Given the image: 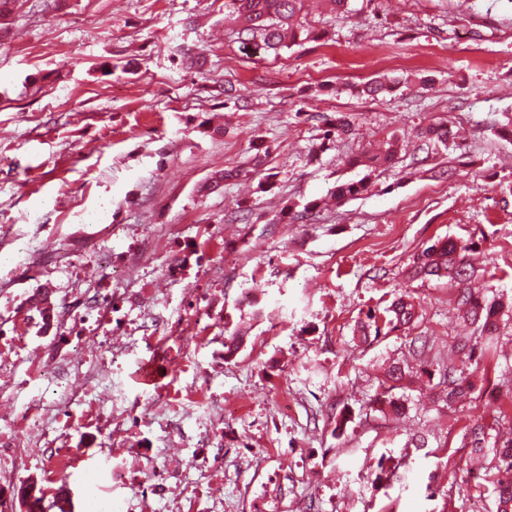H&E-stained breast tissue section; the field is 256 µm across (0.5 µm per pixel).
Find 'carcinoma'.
I'll return each instance as SVG.
<instances>
[{"mask_svg":"<svg viewBox=\"0 0 512 512\" xmlns=\"http://www.w3.org/2000/svg\"><path fill=\"white\" fill-rule=\"evenodd\" d=\"M305 0H225L226 18L236 23L237 34L243 49L255 56L277 54L298 38L310 37L313 29L302 16ZM352 133V124L348 117L338 116L326 122L324 138L334 141ZM429 141L446 143L452 133L445 125H430L421 132ZM395 159V151L388 147L384 150L364 152L350 160L352 166H363L365 176L358 181H347L336 186V197L351 199L366 191L371 185L376 169L388 166ZM470 247L452 238L440 239L419 251L413 261V274L417 277L432 276L449 278V282L458 286L456 307L460 314L476 325L479 335L458 340L455 352L461 361L471 366L466 372L452 360L438 383L440 397L451 403L466 396L473 389L472 376L476 373L487 376L481 356L476 354L479 337L492 335L497 331L496 317L504 307L501 299H489L483 290L472 287L474 272L468 260ZM54 302L52 292L39 288L35 292L34 308L44 317L50 315ZM384 322L394 330L400 326L409 327L417 321V311L411 299L403 296L394 300L386 309V317L381 320L375 315L367 316L360 322L361 338L379 337V322ZM469 440L464 443L468 448L467 456L484 460L482 480L489 483L495 496L496 512H512V432L500 431L475 424L468 430ZM19 502L26 512H41L43 492L32 484H24L18 490Z\"/></svg>","mask_w":512,"mask_h":512,"instance_id":"cac0c4a2","label":"carcinoma"}]
</instances>
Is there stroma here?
<instances>
[{
  "instance_id": "35a3bbf8",
  "label": "stroma",
  "mask_w": 512,
  "mask_h": 512,
  "mask_svg": "<svg viewBox=\"0 0 512 512\" xmlns=\"http://www.w3.org/2000/svg\"><path fill=\"white\" fill-rule=\"evenodd\" d=\"M309 19L310 38L256 57L224 0H17L0 29V236L10 241L0 365L11 372L0 412L45 397L23 359L67 333L25 300L45 286L63 310L75 279L106 277L103 253L118 268L113 287L154 290L164 338L137 339L112 362L113 404L136 421L127 440H107L91 413L54 422L74 464L57 471L38 455L0 477L9 507L34 481L49 501L68 484L71 512H100L87 486L98 474L112 512H134L159 482L165 496L149 512L173 501L180 512H495L490 492L471 489L477 466L460 445L469 426L494 425L493 395L512 386V311L499 318L487 379L440 401L439 371L475 328L447 279L407 270L416 251L450 237L474 244L476 284L512 299V142L495 134L512 115V0H349ZM186 52L204 67L182 65ZM382 77L397 87L359 94ZM227 84L240 99L224 97ZM339 114L351 135L322 147ZM435 123L452 143L423 146L421 128ZM393 139L394 164L367 192L336 200L337 184L363 174L346 157ZM224 169L236 178L202 191ZM312 201L302 222H280ZM26 237L45 254L35 277L18 270ZM404 293L416 330L354 340L357 321ZM17 321L21 343L10 340ZM234 333L243 342L229 357ZM416 335L429 339L425 357L412 354ZM156 355L161 378L138 383ZM394 365L405 369L395 389ZM198 387L224 411L219 436L206 438L198 414L174 422L143 408L189 402ZM389 388L402 413L378 410ZM202 455L220 459L206 475L192 467ZM386 458L403 460L398 476L382 472Z\"/></svg>"
}]
</instances>
